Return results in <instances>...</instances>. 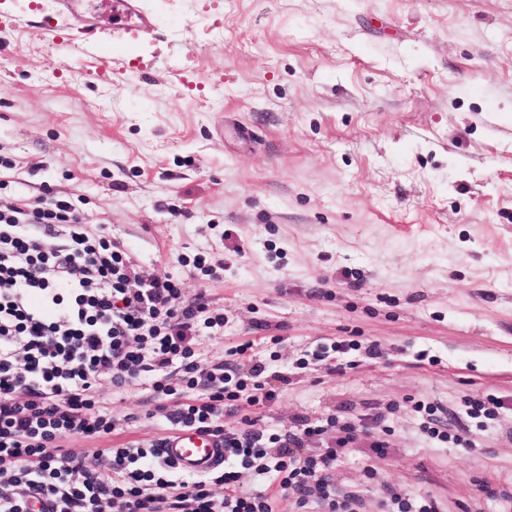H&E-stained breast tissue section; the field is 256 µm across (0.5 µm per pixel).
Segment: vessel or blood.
Here are the masks:
<instances>
[{
  "mask_svg": "<svg viewBox=\"0 0 512 512\" xmlns=\"http://www.w3.org/2000/svg\"><path fill=\"white\" fill-rule=\"evenodd\" d=\"M74 0H56L54 31L85 32L92 20L73 6ZM164 456L189 474H206L224 464V442L210 433L181 428L167 439Z\"/></svg>",
  "mask_w": 512,
  "mask_h": 512,
  "instance_id": "vessel-or-blood-1",
  "label": "vessel or blood"
}]
</instances>
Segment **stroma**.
I'll return each mask as SVG.
<instances>
[{
    "label": "stroma",
    "mask_w": 512,
    "mask_h": 512,
    "mask_svg": "<svg viewBox=\"0 0 512 512\" xmlns=\"http://www.w3.org/2000/svg\"><path fill=\"white\" fill-rule=\"evenodd\" d=\"M142 6L116 29L89 0L62 49L52 0H0V195L69 198L223 314L200 364L278 392L225 433L303 419L309 456L349 423L329 477L356 512H512V0ZM101 383L114 428L73 447L167 435L142 382Z\"/></svg>",
    "instance_id": "stroma-1"
}]
</instances>
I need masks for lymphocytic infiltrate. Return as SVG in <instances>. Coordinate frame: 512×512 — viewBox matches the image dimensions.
<instances>
[{
  "label": "lymphocytic infiltrate",
  "mask_w": 512,
  "mask_h": 512,
  "mask_svg": "<svg viewBox=\"0 0 512 512\" xmlns=\"http://www.w3.org/2000/svg\"><path fill=\"white\" fill-rule=\"evenodd\" d=\"M171 276L139 278L120 243L82 224L74 204L48 197L37 206L0 201V512H272L264 492L237 489L239 472L271 475L298 503L319 496L327 512H350L328 473L356 439L347 425L335 447L298 456L315 429L269 437L225 435V412L240 403L273 402L258 379L230 380L223 365L201 367L191 340L197 328L218 332L224 318L207 303L180 308ZM181 371L186 400L170 384ZM119 387L148 381L154 400L167 401L171 429L196 428L224 440V466L187 475L150 445L97 448L101 471L67 442L112 431L99 391L102 376ZM279 447L270 455L269 444ZM223 495H216V487Z\"/></svg>",
  "instance_id": "1"
}]
</instances>
